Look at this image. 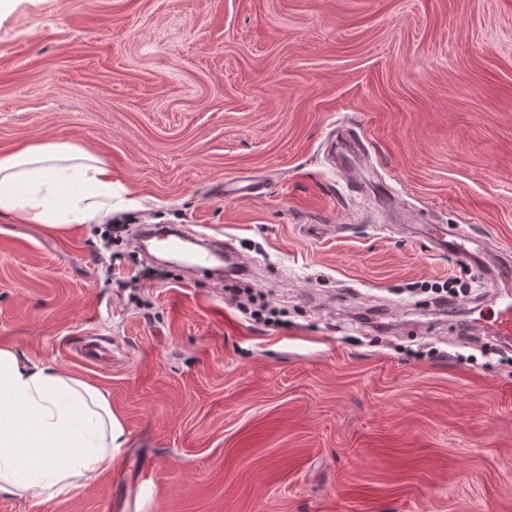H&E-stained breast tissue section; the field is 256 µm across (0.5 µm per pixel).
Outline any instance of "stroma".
Here are the masks:
<instances>
[{
	"label": "stroma",
	"mask_w": 512,
	"mask_h": 512,
	"mask_svg": "<svg viewBox=\"0 0 512 512\" xmlns=\"http://www.w3.org/2000/svg\"><path fill=\"white\" fill-rule=\"evenodd\" d=\"M42 142L111 166L113 223L235 240L288 324L174 267L130 293L100 225L0 212V345L107 392L127 436L0 512H512V0H11L0 157ZM240 174L261 194L224 202ZM448 226L481 239L453 313L423 292L462 266ZM506 277V276H505ZM508 280L507 285L500 286L496 284V288H504L496 290L502 299L500 308L497 314V321L493 326V331L496 336H505L508 339L512 337V282L511 276L506 277ZM508 286V287H507ZM508 288V289H506ZM250 305L241 304V312L249 315V320L264 326H274L282 322L280 309H268L265 303L255 304L253 301H250Z\"/></svg>",
	"instance_id": "obj_1"
}]
</instances>
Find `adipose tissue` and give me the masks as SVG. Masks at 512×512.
I'll use <instances>...</instances> for the list:
<instances>
[{"label": "adipose tissue", "instance_id": "ef3b65f1", "mask_svg": "<svg viewBox=\"0 0 512 512\" xmlns=\"http://www.w3.org/2000/svg\"><path fill=\"white\" fill-rule=\"evenodd\" d=\"M112 169L67 144L0 157V211L64 228L111 214ZM126 442L107 393L0 346V493L49 500L111 469Z\"/></svg>", "mask_w": 512, "mask_h": 512}]
</instances>
